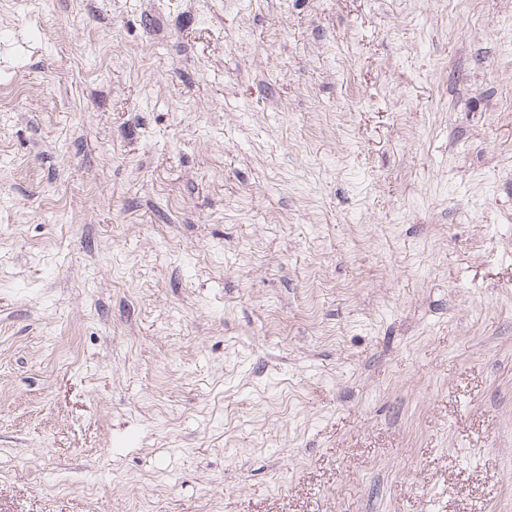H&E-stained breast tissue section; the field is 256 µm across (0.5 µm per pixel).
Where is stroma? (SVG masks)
<instances>
[{
    "mask_svg": "<svg viewBox=\"0 0 512 512\" xmlns=\"http://www.w3.org/2000/svg\"><path fill=\"white\" fill-rule=\"evenodd\" d=\"M0 512H512V0H0Z\"/></svg>",
    "mask_w": 512,
    "mask_h": 512,
    "instance_id": "obj_1",
    "label": "stroma"
}]
</instances>
